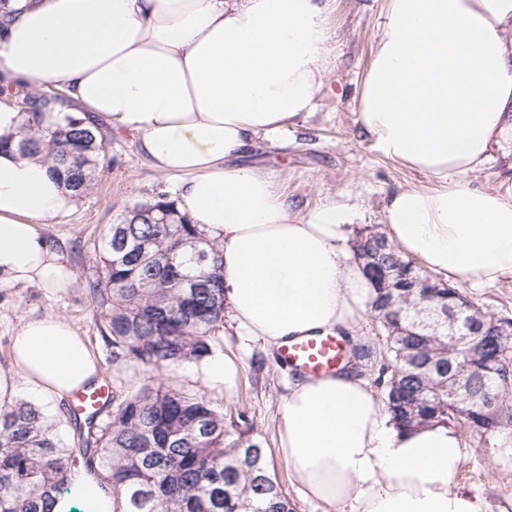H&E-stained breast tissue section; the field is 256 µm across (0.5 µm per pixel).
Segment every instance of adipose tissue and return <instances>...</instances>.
I'll return each mask as SVG.
<instances>
[{"label": "adipose tissue", "mask_w": 512, "mask_h": 512, "mask_svg": "<svg viewBox=\"0 0 512 512\" xmlns=\"http://www.w3.org/2000/svg\"><path fill=\"white\" fill-rule=\"evenodd\" d=\"M0 29V92L62 87L74 117L138 135L150 167L177 175L192 222L220 245L240 335L277 348L351 329L369 284L343 247V212L290 219L277 181L237 165L253 137L314 112L325 86L321 0H11ZM359 125L392 162L436 177L386 206L390 232L426 267L473 286L512 276V200L473 188L493 152L512 150V0H386L361 87ZM76 202L40 158L0 151V285L63 293L75 273L40 230ZM0 369V406L19 391L60 403L99 365L66 318H30ZM212 390L238 364L200 361ZM292 479L342 512H482L455 490L461 453L447 427L390 424L359 376L290 382L276 425ZM98 467L80 466L53 512H115Z\"/></svg>", "instance_id": "adipose-tissue-1"}]
</instances>
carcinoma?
Masks as SVG:
<instances>
[{
	"mask_svg": "<svg viewBox=\"0 0 512 512\" xmlns=\"http://www.w3.org/2000/svg\"><path fill=\"white\" fill-rule=\"evenodd\" d=\"M26 122L17 135L0 138V150L52 163L75 196H83L102 173L104 130L68 118L54 130L40 126L43 113L64 111L67 100L49 102L43 93L19 89ZM184 238L200 241L209 253L200 264L190 251L176 250ZM150 241L141 253L138 242ZM375 248L372 229L358 232L351 246L371 289L368 305L385 318L386 351L377 385L392 421L402 427L429 423L463 428L480 441L512 449V429L485 434L477 412L460 417L448 394L424 365L448 350V335L422 336L417 312L448 305V282L423 273L395 246L370 270L362 252ZM203 280L210 288L194 295L183 283ZM88 293L104 322L102 338L113 359L150 367L199 361L211 353V338L224 323V288L218 245L207 239L166 192L128 209L101 241L99 267L87 280ZM482 357L462 356L453 375L472 401L487 403L504 423H512V379L487 373L484 358L507 347L508 339L482 337ZM85 447L79 455L62 445L56 424L25 401L0 408V512H51L68 487V475L83 459L96 464L120 494V512H293L270 473L267 451L240 428L234 417L205 396L163 381L133 395H112V417L99 427L85 421Z\"/></svg>",
	"mask_w": 512,
	"mask_h": 512,
	"instance_id": "carcinoma-1",
	"label": "carcinoma"
}]
</instances>
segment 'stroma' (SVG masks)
<instances>
[{
  "instance_id": "35a3bbf8",
  "label": "stroma",
  "mask_w": 512,
  "mask_h": 512,
  "mask_svg": "<svg viewBox=\"0 0 512 512\" xmlns=\"http://www.w3.org/2000/svg\"><path fill=\"white\" fill-rule=\"evenodd\" d=\"M384 10L385 0H327L326 84L315 112L273 136L253 138L240 159L241 164L262 168L278 180L288 197L291 219H308L331 204L345 210L351 239L365 227L385 228V208L395 192L435 184L431 176L385 158L359 131L357 91L372 61L376 27ZM104 154V172L94 188L77 199L70 213L42 227L75 271L74 288L59 296L34 285L0 288V366L8 364L9 340L22 321L47 313L61 315L85 337L99 361L102 380L114 385L118 395L163 380L204 393L225 414L245 412L250 435L266 448L293 512H333L301 492L277 449L275 429L293 379L290 368L263 341L238 335L232 318H225L211 341L212 353L228 354L240 364L232 392L206 389L188 363L147 369L113 361L84 282L96 270L101 239L109 226L134 204L174 192L178 179L150 168L137 151L136 134L126 129L109 128ZM460 289L483 311L512 317V277L480 287L464 283ZM457 485L478 500L484 512H512V455L488 442L463 445Z\"/></svg>"
}]
</instances>
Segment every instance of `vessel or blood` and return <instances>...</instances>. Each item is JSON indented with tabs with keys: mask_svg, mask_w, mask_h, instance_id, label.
Wrapping results in <instances>:
<instances>
[{
	"mask_svg": "<svg viewBox=\"0 0 512 512\" xmlns=\"http://www.w3.org/2000/svg\"><path fill=\"white\" fill-rule=\"evenodd\" d=\"M345 355L341 337L326 335L285 343L280 351L281 360L295 372L308 376L334 373ZM112 392L107 384L78 391L72 398L74 410L83 416L97 415L110 404Z\"/></svg>",
	"mask_w": 512,
	"mask_h": 512,
	"instance_id": "1",
	"label": "vessel or blood"
}]
</instances>
